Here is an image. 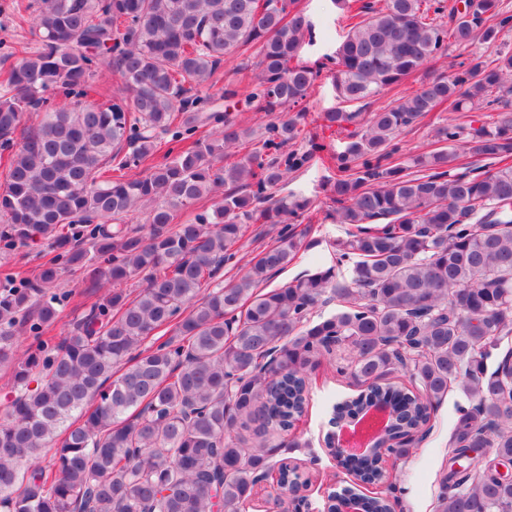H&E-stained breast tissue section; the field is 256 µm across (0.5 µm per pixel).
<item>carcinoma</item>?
Wrapping results in <instances>:
<instances>
[{"instance_id":"1","label":"carcinoma","mask_w":512,"mask_h":512,"mask_svg":"<svg viewBox=\"0 0 512 512\" xmlns=\"http://www.w3.org/2000/svg\"><path fill=\"white\" fill-rule=\"evenodd\" d=\"M19 19L42 47L0 82V147L10 150L0 183V247L38 239L60 250L36 279L0 282V367L12 395L0 421V512H245L255 477L271 468L269 431L293 426L308 402L307 374L337 340L341 373L363 390L337 409L351 419L370 403L390 407L387 454L409 457L401 432L429 424L433 406L459 384L470 399L448 442L436 512H512V482L493 477L512 460V30L503 0H380L350 15L336 51L334 85L360 107L380 91L476 37L495 57L472 55L431 77L349 133L337 168L336 266L265 290L295 260L305 232L284 229L232 285L224 263L256 205L267 224L307 208L272 189L307 156L284 152L299 134L300 102L317 73L296 62L312 25L297 0H31ZM258 46L249 101L290 116L261 146L229 163L250 130L210 108L202 88L224 56ZM123 79L107 106L83 102L102 55ZM64 102L50 104V96ZM480 112L477 124L436 128L444 149L412 159L424 173L387 161L398 135L433 108ZM29 112L41 115L21 142ZM357 112L324 113L341 129ZM175 143L153 156L159 135ZM132 151L115 179L103 169L121 145ZM466 149L485 164L456 166ZM224 192L190 224L177 213ZM148 209L147 232L126 224ZM95 284L139 277L134 298L114 288L57 343L39 340L59 317L47 295L58 260ZM341 310L318 321L323 299ZM28 333L35 348L18 350ZM150 346L142 348L145 342ZM402 371L409 384L388 383ZM254 427L247 443L240 430ZM477 448L488 458H469Z\"/></svg>"}]
</instances>
